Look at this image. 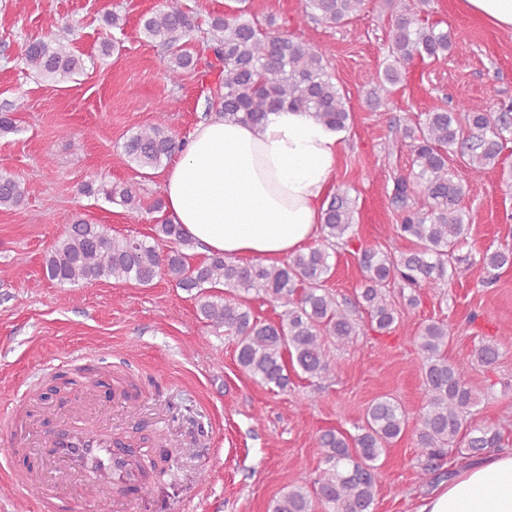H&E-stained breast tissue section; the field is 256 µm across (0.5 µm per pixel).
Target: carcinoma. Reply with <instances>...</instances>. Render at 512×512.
<instances>
[{"label":"carcinoma","instance_id":"obj_1","mask_svg":"<svg viewBox=\"0 0 512 512\" xmlns=\"http://www.w3.org/2000/svg\"><path fill=\"white\" fill-rule=\"evenodd\" d=\"M365 0H304L302 19L330 26L346 24L361 11ZM388 55L384 69L365 82L370 106L378 108L401 82L408 66L436 60L453 48L449 31L423 23L411 5H392ZM272 16L259 22L241 7L231 14L210 18L205 49L190 42L195 16L181 0H164L161 7L140 19L148 38H160L168 49V77L173 82L186 72L215 77L210 87L211 108L224 118L260 125L271 112L298 108L312 112L326 125L343 130L351 112L334 82L326 54L300 35L279 33ZM25 63L35 75L62 77L82 70V60L59 41L33 40ZM24 108L19 99L0 107V130L15 129L13 114ZM512 134V102L492 108L483 102L460 99L451 108L425 113V118L399 126L395 139L412 154L411 179L394 185L391 204L401 211L396 237L407 249H361L364 283L357 304L381 334L392 332L399 311L387 297V288L410 289L406 305H418L420 291L442 288L457 274V248L465 243L460 202L472 175L493 165ZM184 147L163 125L144 127L122 145L129 162L140 169H156ZM458 154L463 165L448 168V156ZM423 201L411 203L415 192ZM86 196H103L128 209L139 208L136 190L126 183L88 182ZM26 198L23 184L0 171V208H18ZM354 211L345 193L331 197L320 228V244L277 264H242L213 254L193 262L196 243L180 225L162 217L150 238L110 234L104 224L76 219L52 244L44 258L47 279L60 286L102 279L151 285L166 277L176 287L196 291L199 314L210 325L224 329L235 342L236 361L254 381L288 389L291 374L323 378L336 369L332 347H343L359 335L360 320L341 307L325 283L331 276L328 249L352 242ZM480 261L493 273L512 267V247L482 252ZM224 287V293L212 289ZM262 294L284 310L278 320L256 316L244 294ZM448 325L433 321L417 336L426 399L416 415V441L424 460L421 469L434 472L438 461L449 456L459 440L476 456L502 446V435L491 426L471 422L483 395L467 380L473 363L493 366L500 356L501 340L479 341L471 358L450 361L444 346ZM408 416L392 397L372 401L357 433L335 429L318 438L324 468L309 482L300 477L288 484L274 501L273 512H372L378 492V461L405 431Z\"/></svg>","mask_w":512,"mask_h":512}]
</instances>
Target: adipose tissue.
Returning <instances> with one entry per match:
<instances>
[{"instance_id":"ef3b65f1","label":"adipose tissue","mask_w":512,"mask_h":512,"mask_svg":"<svg viewBox=\"0 0 512 512\" xmlns=\"http://www.w3.org/2000/svg\"><path fill=\"white\" fill-rule=\"evenodd\" d=\"M342 145L341 131L301 110L258 127L212 115L165 168V209L206 252L295 254L320 231ZM415 512H512V452L466 463Z\"/></svg>"}]
</instances>
